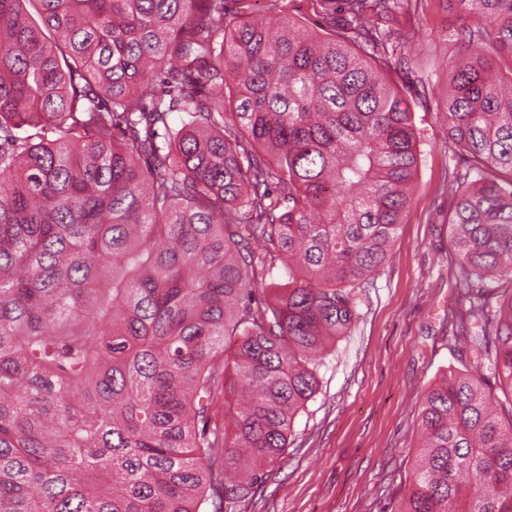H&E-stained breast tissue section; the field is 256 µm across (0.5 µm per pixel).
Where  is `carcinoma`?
<instances>
[{
    "label": "carcinoma",
    "instance_id": "1",
    "mask_svg": "<svg viewBox=\"0 0 512 512\" xmlns=\"http://www.w3.org/2000/svg\"><path fill=\"white\" fill-rule=\"evenodd\" d=\"M428 2L317 0L315 31L248 0H0V512L254 494L214 457L257 473L288 448L411 206L395 74L442 69L448 92L419 103L464 160L454 336L478 374L424 392L395 512H512V415L481 375L512 406V0H450L445 65L402 53Z\"/></svg>",
    "mask_w": 512,
    "mask_h": 512
}]
</instances>
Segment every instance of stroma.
<instances>
[{"label":"stroma","mask_w":512,"mask_h":512,"mask_svg":"<svg viewBox=\"0 0 512 512\" xmlns=\"http://www.w3.org/2000/svg\"><path fill=\"white\" fill-rule=\"evenodd\" d=\"M460 22L445 0H431L404 29L406 51L445 60ZM418 129L420 164L400 238L374 280L356 297L358 318L328 348L320 389L295 419L282 457L264 470L253 498L231 512H390L408 495L424 391L470 368L452 335L454 286L444 183L454 163L448 134L415 105V77L400 75Z\"/></svg>","instance_id":"1"}]
</instances>
